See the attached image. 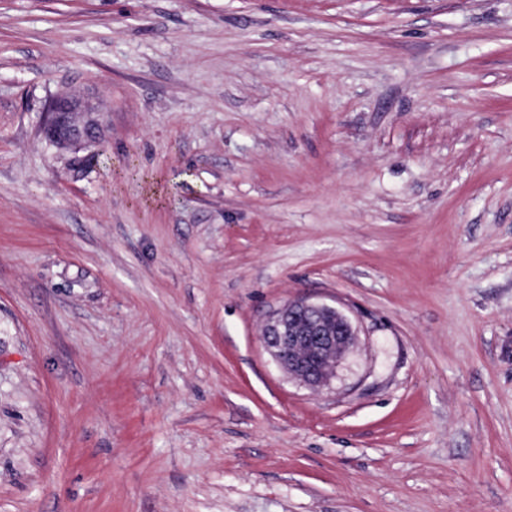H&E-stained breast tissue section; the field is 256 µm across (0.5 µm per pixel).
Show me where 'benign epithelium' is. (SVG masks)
Here are the masks:
<instances>
[{"label":"benign epithelium","instance_id":"benign-epithelium-1","mask_svg":"<svg viewBox=\"0 0 512 512\" xmlns=\"http://www.w3.org/2000/svg\"><path fill=\"white\" fill-rule=\"evenodd\" d=\"M44 134L60 150L98 146L104 140L100 112L86 98L59 94L47 109ZM356 336L350 319L335 307L298 300L277 309L263 341L278 365L304 385H326Z\"/></svg>","mask_w":512,"mask_h":512}]
</instances>
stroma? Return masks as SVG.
Segmentation results:
<instances>
[{"instance_id":"1","label":"stroma","mask_w":512,"mask_h":512,"mask_svg":"<svg viewBox=\"0 0 512 512\" xmlns=\"http://www.w3.org/2000/svg\"><path fill=\"white\" fill-rule=\"evenodd\" d=\"M0 512H512V0H0ZM43 130L60 150L99 146L104 140L100 112L87 98L75 94H59L52 99ZM263 341L278 365L304 385H326L356 336L350 319L336 307L298 300L277 309Z\"/></svg>"}]
</instances>
